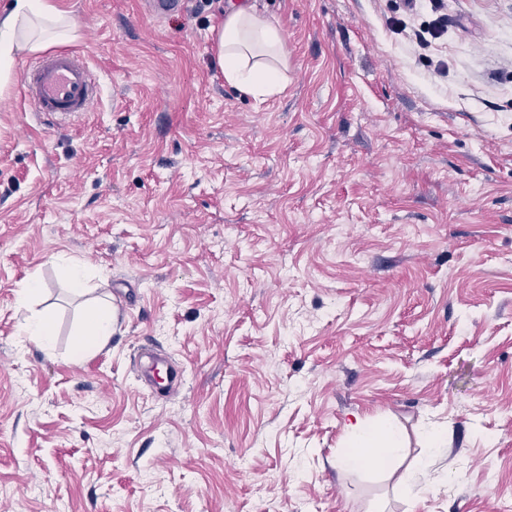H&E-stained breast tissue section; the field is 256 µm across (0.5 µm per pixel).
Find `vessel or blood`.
Here are the masks:
<instances>
[{
    "label": "vessel or blood",
    "instance_id": "vessel-or-blood-1",
    "mask_svg": "<svg viewBox=\"0 0 512 512\" xmlns=\"http://www.w3.org/2000/svg\"><path fill=\"white\" fill-rule=\"evenodd\" d=\"M21 93L38 114L71 117L90 112L99 98V84L79 55L60 49L46 53L26 68ZM140 375L150 383L165 377L170 388L181 383L169 357L158 352L141 356Z\"/></svg>",
    "mask_w": 512,
    "mask_h": 512
}]
</instances>
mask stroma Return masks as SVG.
Instances as JSON below:
<instances>
[{
    "instance_id": "35a3bbf8",
    "label": "stroma",
    "mask_w": 512,
    "mask_h": 512,
    "mask_svg": "<svg viewBox=\"0 0 512 512\" xmlns=\"http://www.w3.org/2000/svg\"><path fill=\"white\" fill-rule=\"evenodd\" d=\"M62 2L93 112L37 115L29 54L0 96V512H512V0H443L425 61L427 0H249L288 39L265 98L215 60L237 0ZM66 260L126 296L80 360ZM359 419L403 457L336 470ZM447 28L448 16L440 14L429 21H425L418 29L414 30L413 35L420 47H427L431 44L432 39L440 38ZM22 331L24 336H28L43 348H50L54 342L55 325L46 313L33 312L26 318ZM161 374L165 375L166 385L171 389L182 383L180 374L169 357L158 352L141 356L140 375L145 381L153 384Z\"/></svg>"
}]
</instances>
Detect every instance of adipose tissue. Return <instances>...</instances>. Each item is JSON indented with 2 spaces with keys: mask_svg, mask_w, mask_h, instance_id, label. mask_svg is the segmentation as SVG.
Here are the masks:
<instances>
[{
  "mask_svg": "<svg viewBox=\"0 0 512 512\" xmlns=\"http://www.w3.org/2000/svg\"><path fill=\"white\" fill-rule=\"evenodd\" d=\"M76 28L70 11L58 0H13L0 15V88L10 83L15 60L51 43L73 40ZM216 57L225 81L239 92L264 98L283 91L288 69V43L280 28L245 0L226 14L216 32ZM112 305L88 306L78 334L75 355L104 347L112 334ZM350 450L337 457L340 470H357L399 458L405 446L398 427H374L357 420L348 427Z\"/></svg>",
  "mask_w": 512,
  "mask_h": 512,
  "instance_id": "ef3b65f1",
  "label": "adipose tissue"
}]
</instances>
